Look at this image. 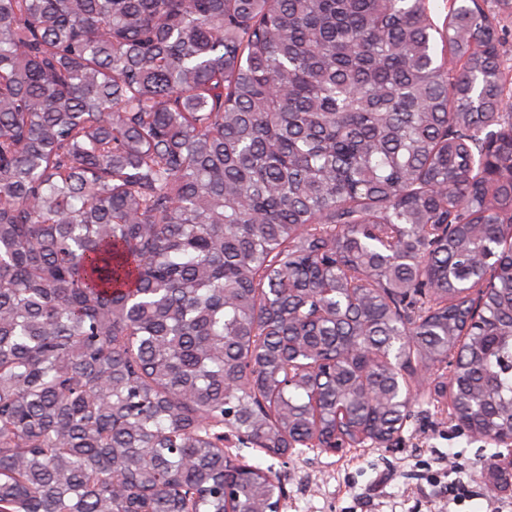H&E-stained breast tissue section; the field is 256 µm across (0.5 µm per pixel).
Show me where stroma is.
I'll return each mask as SVG.
<instances>
[{
    "label": "stroma",
    "mask_w": 512,
    "mask_h": 512,
    "mask_svg": "<svg viewBox=\"0 0 512 512\" xmlns=\"http://www.w3.org/2000/svg\"><path fill=\"white\" fill-rule=\"evenodd\" d=\"M496 25L500 56L512 93V8L501 0H480ZM439 371L414 384L413 416L391 445L319 449L271 456L249 444L232 452L245 463L271 470L286 489L281 512H512V493L488 494L474 470L493 459L494 444L461 436L447 414L428 404ZM448 455V470L432 472L437 456ZM465 483L464 500L449 503V478Z\"/></svg>",
    "instance_id": "stroma-1"
}]
</instances>
